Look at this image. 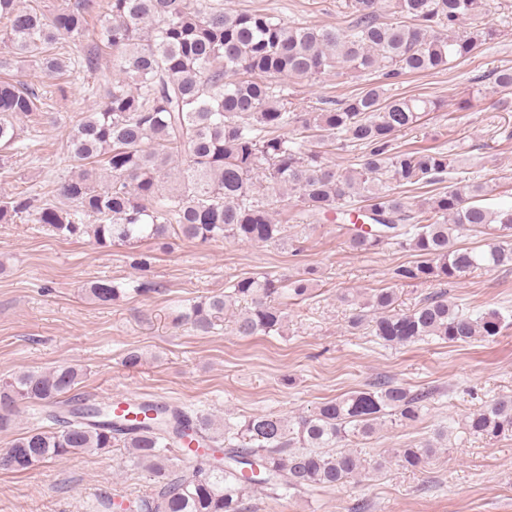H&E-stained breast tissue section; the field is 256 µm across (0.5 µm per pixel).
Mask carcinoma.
<instances>
[{"mask_svg": "<svg viewBox=\"0 0 512 512\" xmlns=\"http://www.w3.org/2000/svg\"><path fill=\"white\" fill-rule=\"evenodd\" d=\"M345 26L282 21L264 11L230 13L224 0H0V68L35 66L63 84L98 69L99 51L112 52V76L84 91L86 109L69 133L72 174L51 190L0 197V222L30 212L64 240L88 236L102 247L183 238L207 244L232 238L277 242L283 227L269 199L293 195L303 204L301 224L332 217L353 225L349 247L360 253L393 241L418 260L393 269L396 281L458 280L477 270L512 266V205L496 212L471 203L484 187L456 182L415 205L403 189L440 182L454 159L437 147L397 146L431 111L423 98L385 97L402 77L465 61L496 29L484 23L489 0H396L383 20L379 0H344ZM106 9L99 44L81 52L88 17ZM355 71L376 81L330 107L298 112L288 85L275 78L319 79ZM47 97L32 84L0 79V170L18 145L20 122L33 130L58 122ZM300 135L288 139L284 131ZM360 151L359 167L340 170L323 161L336 141ZM95 224H86L83 217ZM494 234L481 250L455 244L465 232ZM310 279L285 281L269 274L243 277L230 291L192 301L175 311L172 325L210 333L224 315L237 336L283 332L286 299L310 295ZM102 303L120 288L102 280L89 286ZM245 303L236 311V303ZM392 288L357 303L351 320L390 346L438 338L466 343L501 332L492 312L474 319L455 309L447 294L428 297L408 312L396 309ZM83 371L60 365L26 371L0 382V431L21 405L45 408L50 427L12 440L25 472L82 454L128 450V462L150 473L154 488L134 502L137 512H247L257 489L274 500L311 488H336L362 476L368 462L356 448H340L376 433L390 421L420 418L429 392L391 381L352 391L288 420L254 414L219 432L210 414L151 403L153 424L131 428L112 420L110 407L71 395ZM469 431L488 441L512 436V395L504 394L468 416ZM430 442L398 448L399 467L421 470Z\"/></svg>", "mask_w": 512, "mask_h": 512, "instance_id": "1", "label": "carcinoma"}]
</instances>
